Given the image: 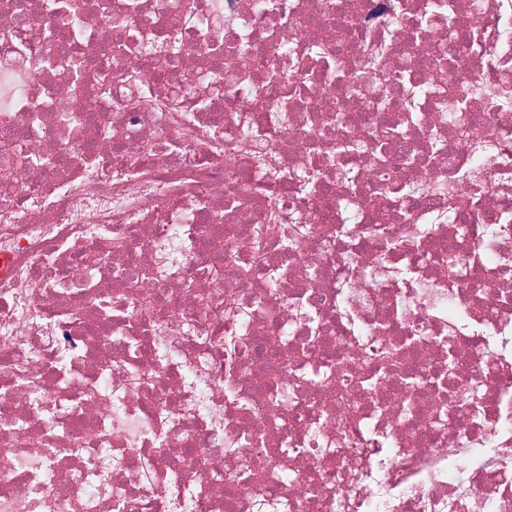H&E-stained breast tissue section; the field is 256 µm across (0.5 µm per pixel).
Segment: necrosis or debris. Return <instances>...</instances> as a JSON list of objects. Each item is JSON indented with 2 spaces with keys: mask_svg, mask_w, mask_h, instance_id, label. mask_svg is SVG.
<instances>
[{
  "mask_svg": "<svg viewBox=\"0 0 512 512\" xmlns=\"http://www.w3.org/2000/svg\"><path fill=\"white\" fill-rule=\"evenodd\" d=\"M49 3L0 0V512H512V0Z\"/></svg>",
  "mask_w": 512,
  "mask_h": 512,
  "instance_id": "obj_1",
  "label": "necrosis or debris"
}]
</instances>
